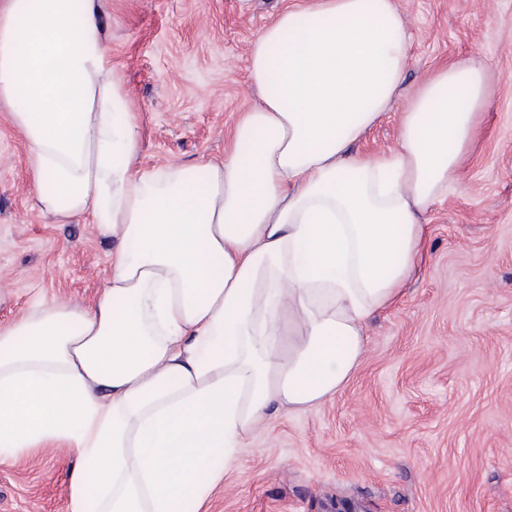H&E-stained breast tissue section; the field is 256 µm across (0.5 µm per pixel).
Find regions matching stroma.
<instances>
[{"mask_svg":"<svg viewBox=\"0 0 512 512\" xmlns=\"http://www.w3.org/2000/svg\"><path fill=\"white\" fill-rule=\"evenodd\" d=\"M307 0H99L138 116V165L222 158L257 101L250 44ZM413 87L449 62L487 68L492 96L456 190L426 216L417 268L366 328L335 396L276 412L228 466L206 512H512V0H395ZM108 239L41 211L26 142L0 106V325L35 301L93 304ZM74 462L45 448L0 464V512H66Z\"/></svg>","mask_w":512,"mask_h":512,"instance_id":"obj_1","label":"stroma"}]
</instances>
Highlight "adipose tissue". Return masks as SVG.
I'll use <instances>...</instances> for the list:
<instances>
[{
	"mask_svg": "<svg viewBox=\"0 0 512 512\" xmlns=\"http://www.w3.org/2000/svg\"><path fill=\"white\" fill-rule=\"evenodd\" d=\"M394 0H313L251 42L235 147L135 169L98 0H6L0 102L41 209L111 243L96 302L0 326V464L62 445L66 512H199L272 411L336 395L418 260L489 103L460 59L405 85ZM396 149H354L398 100Z\"/></svg>",
	"mask_w": 512,
	"mask_h": 512,
	"instance_id": "1",
	"label": "adipose tissue"
}]
</instances>
